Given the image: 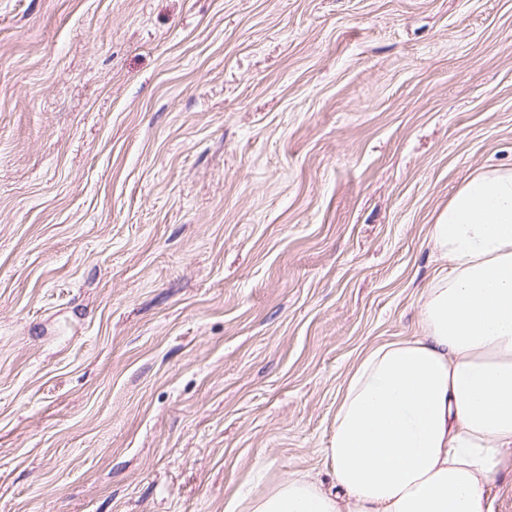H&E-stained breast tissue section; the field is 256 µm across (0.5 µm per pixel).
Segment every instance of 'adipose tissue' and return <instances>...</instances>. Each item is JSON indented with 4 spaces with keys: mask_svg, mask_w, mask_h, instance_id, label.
Masks as SVG:
<instances>
[{
    "mask_svg": "<svg viewBox=\"0 0 512 512\" xmlns=\"http://www.w3.org/2000/svg\"><path fill=\"white\" fill-rule=\"evenodd\" d=\"M428 237L444 264L421 297L419 333L356 361L330 480L291 473L224 512H493L512 466V170L470 176Z\"/></svg>",
    "mask_w": 512,
    "mask_h": 512,
    "instance_id": "obj_1",
    "label": "adipose tissue"
}]
</instances>
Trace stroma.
<instances>
[{
	"instance_id": "obj_1",
	"label": "stroma",
	"mask_w": 512,
	"mask_h": 512,
	"mask_svg": "<svg viewBox=\"0 0 512 512\" xmlns=\"http://www.w3.org/2000/svg\"><path fill=\"white\" fill-rule=\"evenodd\" d=\"M490 169L512 0H0V512L330 478Z\"/></svg>"
}]
</instances>
